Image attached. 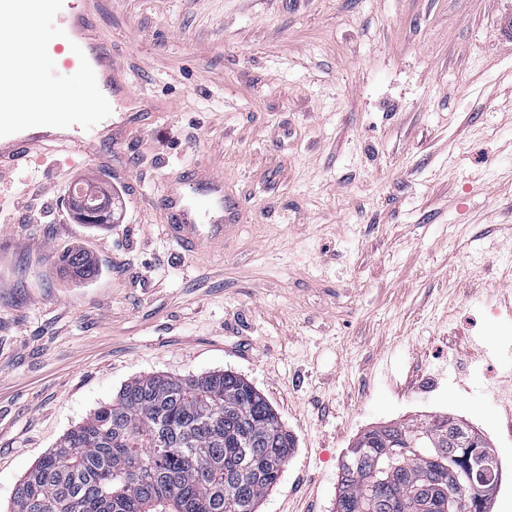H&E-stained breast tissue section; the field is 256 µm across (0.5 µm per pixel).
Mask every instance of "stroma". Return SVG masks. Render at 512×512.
<instances>
[{
    "mask_svg": "<svg viewBox=\"0 0 512 512\" xmlns=\"http://www.w3.org/2000/svg\"><path fill=\"white\" fill-rule=\"evenodd\" d=\"M97 30L152 115L0 188V512L126 383L218 370L295 440L257 512H336L356 437L435 413L487 439L512 512V0H100ZM193 169L224 236L188 252L161 196L207 200ZM79 182L111 224L78 223ZM58 267L79 281L93 280L98 276V267L95 263L86 260L84 256L71 251H64L57 256Z\"/></svg>",
    "mask_w": 512,
    "mask_h": 512,
    "instance_id": "stroma-1",
    "label": "stroma"
}]
</instances>
